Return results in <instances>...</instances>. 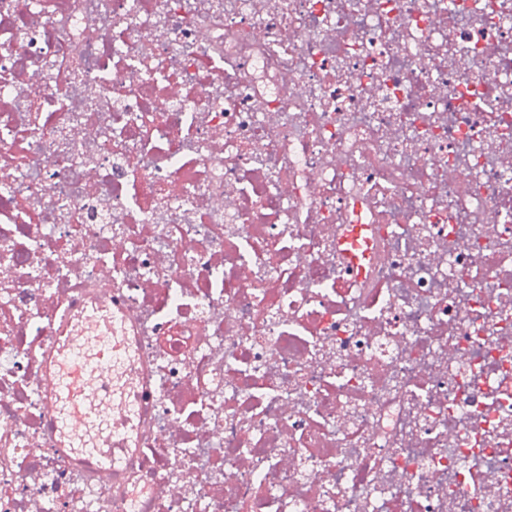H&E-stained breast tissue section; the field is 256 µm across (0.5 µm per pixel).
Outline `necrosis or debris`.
<instances>
[{
  "label": "necrosis or debris",
  "mask_w": 512,
  "mask_h": 512,
  "mask_svg": "<svg viewBox=\"0 0 512 512\" xmlns=\"http://www.w3.org/2000/svg\"><path fill=\"white\" fill-rule=\"evenodd\" d=\"M0 512H512V0H0ZM100 346L99 359L88 362L80 358L69 339L60 342L56 356L49 366L57 401L73 409L75 414L84 409L83 386L86 372L100 365H112V336L107 332L101 336ZM124 422H116L96 448L92 458L98 467L116 469L123 463Z\"/></svg>",
  "instance_id": "1"
}]
</instances>
